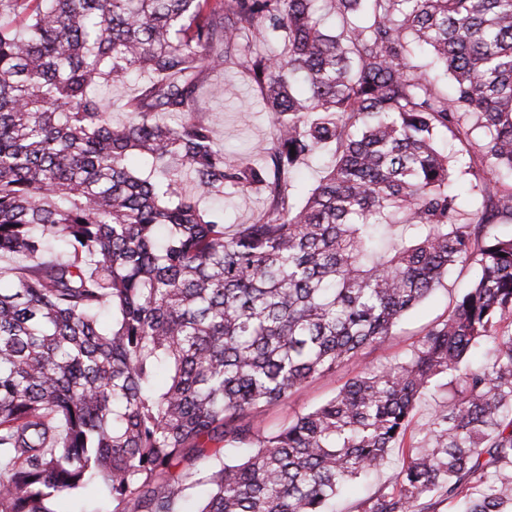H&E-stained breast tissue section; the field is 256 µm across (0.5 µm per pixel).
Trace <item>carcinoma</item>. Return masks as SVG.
<instances>
[{
	"mask_svg": "<svg viewBox=\"0 0 512 512\" xmlns=\"http://www.w3.org/2000/svg\"><path fill=\"white\" fill-rule=\"evenodd\" d=\"M226 67L268 112L259 161L200 114ZM132 75L114 122L99 91ZM245 192L251 224L203 206ZM508 225L512 0H0V512H178L196 486L197 512H331L395 448L358 512H512ZM464 262L409 353L254 424ZM400 460L401 453L396 449L389 466L373 474L367 482H356L349 494L339 502L338 510L340 512H356L355 507L360 499L374 493L379 488L390 486L393 473L399 466Z\"/></svg>",
	"mask_w": 512,
	"mask_h": 512,
	"instance_id": "cac0c4a2",
	"label": "carcinoma"
}]
</instances>
